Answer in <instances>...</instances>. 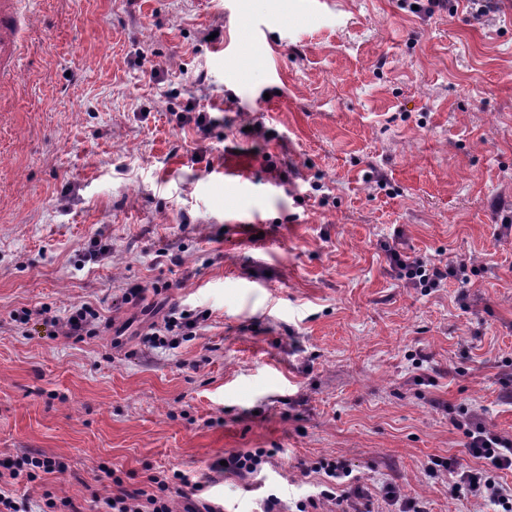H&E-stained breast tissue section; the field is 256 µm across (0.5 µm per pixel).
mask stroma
Returning a JSON list of instances; mask_svg holds the SVG:
<instances>
[{"mask_svg": "<svg viewBox=\"0 0 512 512\" xmlns=\"http://www.w3.org/2000/svg\"><path fill=\"white\" fill-rule=\"evenodd\" d=\"M305 3L31 0L0 88V463L67 470L17 485L20 512H98L101 463L261 512L316 493L322 458L374 512H398L388 483L419 512H498L428 468L465 458L464 409L512 439V0ZM392 241L465 282L405 284ZM156 282L207 312L196 336L146 342L157 316L123 295ZM76 303L97 335H50L40 309ZM251 448L277 451L260 474L214 470Z\"/></svg>", "mask_w": 512, "mask_h": 512, "instance_id": "obj_1", "label": "stroma"}]
</instances>
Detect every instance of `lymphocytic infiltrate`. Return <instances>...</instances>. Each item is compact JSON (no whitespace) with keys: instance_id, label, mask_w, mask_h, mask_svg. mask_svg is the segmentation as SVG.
<instances>
[{"instance_id":"f902f5d3","label":"lymphocytic infiltrate","mask_w":512,"mask_h":512,"mask_svg":"<svg viewBox=\"0 0 512 512\" xmlns=\"http://www.w3.org/2000/svg\"><path fill=\"white\" fill-rule=\"evenodd\" d=\"M390 268L398 279L423 288L440 287L448 278L457 276L459 269L453 261L424 262L409 256L396 246L385 245ZM98 312L88 304L73 306L66 316L48 315L46 326L53 335L65 337L91 336L96 331ZM205 316L172 305L162 323L153 324L150 340L154 346H164L167 335L195 336ZM466 451L479 467L457 460L448 462L449 473L455 474V489L487 496L503 512H512V492L497 480L502 470L512 471V441L487 430L480 415H473L467 432ZM325 480L321 490L298 501L297 512H317L320 504L333 503L336 512H372L368 488L359 477L353 476L344 463L320 460L312 467ZM105 478L111 479L114 490L102 499L104 512H172L173 496L183 500L182 512H221L219 506L203 496L204 484L191 480L182 471H158L146 475L144 487L127 489L120 474L108 466H101Z\"/></svg>"}]
</instances>
